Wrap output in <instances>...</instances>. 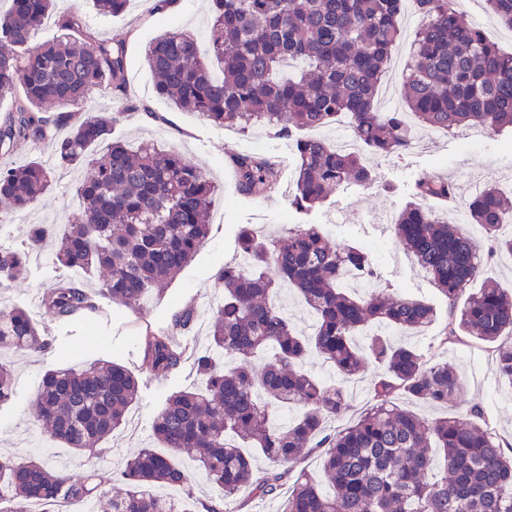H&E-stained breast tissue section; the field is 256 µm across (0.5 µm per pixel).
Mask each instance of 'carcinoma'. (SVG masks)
I'll return each mask as SVG.
<instances>
[{
    "mask_svg": "<svg viewBox=\"0 0 512 512\" xmlns=\"http://www.w3.org/2000/svg\"><path fill=\"white\" fill-rule=\"evenodd\" d=\"M419 17L405 68L404 109L381 112L375 96L402 37L408 2ZM54 0H11L0 14V153L50 140L60 163L87 168L76 185L78 210L56 235L51 224H31L25 243L0 249V283L24 279L32 253L54 243L57 265L92 278L88 289L68 278L42 298L58 320L99 312L97 298L134 307L179 274L209 237L213 181L176 150L143 144L133 149L111 139L127 112L147 108L126 97V50L83 27L76 13L59 17L64 37L31 47L32 34ZM129 0H94L103 14H119ZM500 25L512 30V0H486ZM209 54L188 32H166L145 54L157 92L178 109L214 125L247 131L268 126L292 141L297 159L290 207L308 213L347 184L372 182L364 153L407 150L413 123L452 134L461 128L512 129V52L503 51L466 20L457 0H209ZM124 96L115 112H86L95 94ZM344 118L359 148L341 150L302 131ZM237 192L246 197L277 191V161L233 154ZM52 174L36 159L0 165V223L49 191ZM408 204L392 224L395 239L448 303L441 344L467 333L492 346L499 379L512 389V293L487 281L471 236L423 202L456 195L451 182L416 181ZM466 222L479 226L488 255L512 256V204L494 186L466 203ZM247 265L226 264L224 297L212 312L208 347L181 342L194 312L184 308L163 330L137 336L149 371L167 377L193 358L203 389L172 393L152 422L161 450L140 448L114 471L95 461L139 399V379L125 366L102 361L80 368L47 369L35 397L47 440L61 442L90 463L85 478L35 457L0 461V512H27L33 502L61 512L72 501L97 500L119 481L127 492L112 512H193L160 489L190 492L201 477L219 497L201 507L274 499L295 465L319 454L329 478L322 489L299 473L279 512H512V445L478 410H455L463 390L448 362H430L411 336L435 320L423 300L383 289L361 294L348 278L378 277L368 251L332 245L314 225L270 238L245 225L238 231ZM295 290L311 319L299 332L282 312V287ZM467 298L462 307L457 301ZM47 340L29 312L0 305V404L14 395L13 353H41ZM316 355L338 382L326 384L303 370ZM374 363L382 369L370 388L372 406L352 424L330 431L350 404L344 383ZM426 402L444 411L430 417L397 400ZM194 451L195 471L174 462Z\"/></svg>",
    "mask_w": 512,
    "mask_h": 512,
    "instance_id": "obj_1",
    "label": "carcinoma"
}]
</instances>
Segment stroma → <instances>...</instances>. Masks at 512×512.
<instances>
[{
	"mask_svg": "<svg viewBox=\"0 0 512 512\" xmlns=\"http://www.w3.org/2000/svg\"><path fill=\"white\" fill-rule=\"evenodd\" d=\"M78 9L84 26L98 38L125 44L127 93L155 114L153 123L133 114L112 128L114 138L135 145L150 140L167 149L192 158L208 172L217 187L211 206V229L207 242L190 264L168 285L163 294H148L136 308L130 309L102 300L99 315L60 322L42 307L44 292L56 287L64 272L55 263L52 249L42 250L30 261L26 279L0 287V298L27 307L49 342L37 355L13 356V399L0 406V453L9 456H47L50 462L67 460L73 476L89 471L83 458L64 445H55L51 453L42 450L44 436L37 425L33 398L21 387L40 378L49 367L77 368L99 359L117 360L140 379V400L129 413L124 427L106 443L101 465L118 468L130 452L153 445L152 420L155 411L174 391L197 385L192 362L168 377L153 376L145 363L136 336L146 326L168 323L171 314L183 307L195 310L196 321L190 334L197 345H204L212 309L224 295L218 278L224 265L238 262L236 236L248 224L277 237L286 226L314 224L331 243L365 247L378 266L376 288H395L407 295L433 304L435 321L410 342L426 356L444 358L457 367L463 379L461 410L482 409L488 426L502 439L512 442V404H504L506 392L501 384L490 351L484 344L444 346L440 340L448 323V307L442 295L422 277L413 257L394 242L390 226L378 223L383 211L400 213L411 202L412 187L422 176L451 181L458 204H465L471 192L466 185L471 170L480 169L488 182L512 197V131L488 133L463 129L448 135L421 126L413 128L411 148L398 156L370 159L373 182L367 187L348 186L338 190L323 205L307 214L289 209L294 189L296 160L290 141L275 137L262 127L248 132L226 129L210 123L193 112H181L159 96L145 62L150 43L169 29H180L206 41L210 30L207 0H177L174 8L158 10L157 0H129L126 10L117 16L96 10L93 0H57L51 16L39 26L31 39L39 45L59 39L58 15ZM263 154L281 163L282 180L278 192L260 197H244L236 190V175L229 163L230 154ZM39 159L54 170V181L42 199L11 221L0 223V247L14 248L25 238L27 225L62 224L72 213L75 181L71 170L59 167L50 144L39 147L22 145L5 156L4 161L21 166Z\"/></svg>",
	"mask_w": 512,
	"mask_h": 512,
	"instance_id": "1",
	"label": "stroma"
}]
</instances>
